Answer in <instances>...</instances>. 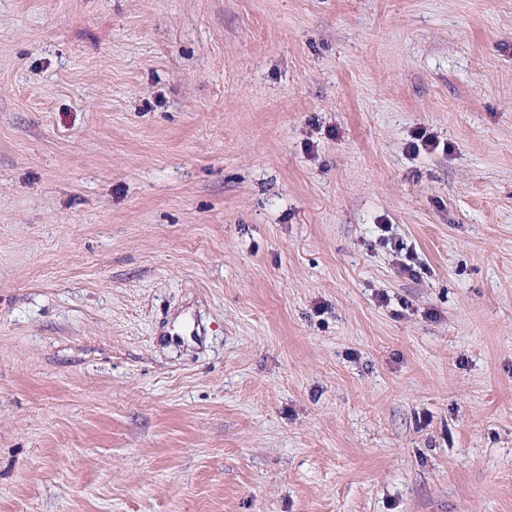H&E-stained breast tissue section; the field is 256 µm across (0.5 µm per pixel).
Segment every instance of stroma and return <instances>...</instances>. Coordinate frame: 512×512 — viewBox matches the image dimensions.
<instances>
[{"label":"stroma","instance_id":"stroma-1","mask_svg":"<svg viewBox=\"0 0 512 512\" xmlns=\"http://www.w3.org/2000/svg\"><path fill=\"white\" fill-rule=\"evenodd\" d=\"M0 512H512V0H0Z\"/></svg>","mask_w":512,"mask_h":512}]
</instances>
